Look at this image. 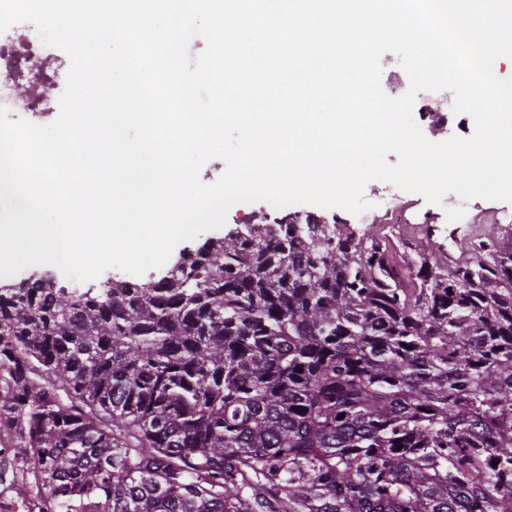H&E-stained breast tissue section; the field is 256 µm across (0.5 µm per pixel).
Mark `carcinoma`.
I'll return each mask as SVG.
<instances>
[{"label": "carcinoma", "instance_id": "1", "mask_svg": "<svg viewBox=\"0 0 512 512\" xmlns=\"http://www.w3.org/2000/svg\"><path fill=\"white\" fill-rule=\"evenodd\" d=\"M404 248L406 277L288 215L145 281L0 286V484L28 512H512V247Z\"/></svg>", "mask_w": 512, "mask_h": 512}]
</instances>
